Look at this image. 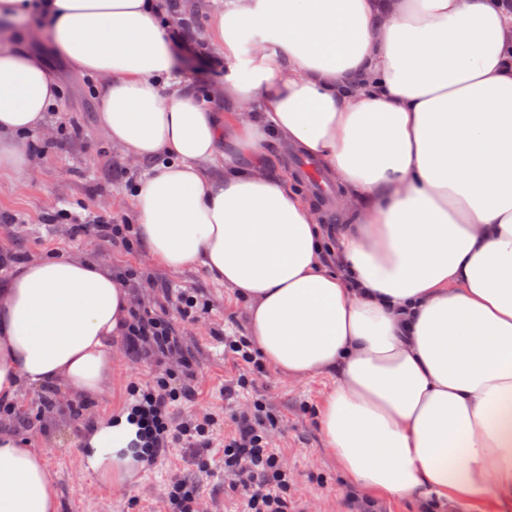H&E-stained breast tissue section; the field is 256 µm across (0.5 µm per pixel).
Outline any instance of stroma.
<instances>
[{"label":"stroma","mask_w":512,"mask_h":512,"mask_svg":"<svg viewBox=\"0 0 512 512\" xmlns=\"http://www.w3.org/2000/svg\"><path fill=\"white\" fill-rule=\"evenodd\" d=\"M224 2L196 0L195 8L184 16L192 50L176 54L185 79L205 99L224 81L223 70L206 68L208 61L224 58V48L211 31L212 17L223 10ZM9 28L14 43L45 60L63 96L48 113L44 134L32 137L34 168L21 176L0 175V251L17 253L23 260L59 251L93 253L113 270L133 269L153 278L154 287H130L141 305L160 299L167 288L203 295L211 306L210 332L199 333L186 326L181 335L183 350L193 358L199 373L198 397L193 403H174L171 413L177 422L205 412L223 414L227 405L224 389L235 384L240 373L239 366L224 354V339L248 335L247 304L232 289L216 284L203 269L172 272L153 263L140 245L105 248L74 236L71 225L48 223V213L57 209L136 223L133 189L152 164L123 155L99 130L100 103L93 80L74 72L55 53L48 20L35 18ZM75 126L81 128V136L72 135ZM134 365L145 380L154 373L176 370L177 361L152 354L133 356L121 341H114L112 385L87 398L82 421H74L71 399L60 392L41 415L28 414L20 420L1 414L0 429L25 439L43 455L58 491L59 512H166L168 484L176 476L198 485L207 512H239L240 502L224 494V433L220 430L204 464L194 449L176 447L153 467L137 465L134 477L125 483L78 476L84 431L95 418L124 409ZM329 387V380L321 376L298 383L271 368L263 379L266 398L281 420L270 434L272 445L281 450L294 476L291 496L299 512H351L348 495L356 485L337 469L317 426V409Z\"/></svg>","instance_id":"stroma-1"}]
</instances>
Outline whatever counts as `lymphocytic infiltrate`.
<instances>
[{
    "label": "lymphocytic infiltrate",
    "mask_w": 512,
    "mask_h": 512,
    "mask_svg": "<svg viewBox=\"0 0 512 512\" xmlns=\"http://www.w3.org/2000/svg\"><path fill=\"white\" fill-rule=\"evenodd\" d=\"M54 220L74 224L77 234L87 236L108 248H128L133 225L121 224L101 216L81 218L56 211ZM210 309L207 301L194 293H180L175 311L155 305L134 306L124 333L126 347L138 351L148 347L166 355L180 353L176 334L178 324L197 328L206 324ZM198 374L189 356L182 355L175 374L152 376L145 385L134 387L131 419L138 426L140 445L148 461H155L167 448L177 444L207 452L213 447L212 432L219 422L208 413L186 422L173 423V402L196 399ZM233 429L224 437V472L229 493L242 496L245 512H292L288 471L279 453L266 444V434L278 424V417L263 398H256L246 410L230 406Z\"/></svg>",
    "instance_id": "obj_1"
}]
</instances>
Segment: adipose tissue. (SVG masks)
Here are the masks:
<instances>
[{"label": "adipose tissue", "instance_id": "adipose-tissue-1", "mask_svg": "<svg viewBox=\"0 0 512 512\" xmlns=\"http://www.w3.org/2000/svg\"><path fill=\"white\" fill-rule=\"evenodd\" d=\"M163 0H0L52 23L56 52L99 80L113 147L167 155L134 193L158 266L203 268L250 311L264 362L332 386L317 424L340 471L384 498L512 502V12L500 0H227L228 71L201 100L175 64ZM259 37L242 53L247 31ZM61 97L45 64L0 48V172ZM328 168L330 234L267 138ZM0 405L23 388L97 395L133 308L108 264L57 252L0 262ZM138 428L99 419L80 454L125 482ZM42 455L0 433V512H58Z\"/></svg>", "mask_w": 512, "mask_h": 512}]
</instances>
